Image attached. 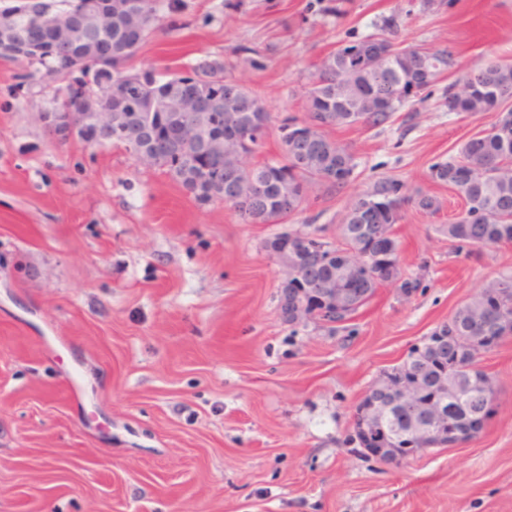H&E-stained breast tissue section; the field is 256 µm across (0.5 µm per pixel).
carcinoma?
Returning <instances> with one entry per match:
<instances>
[{
  "instance_id": "carcinoma-1",
  "label": "carcinoma",
  "mask_w": 512,
  "mask_h": 512,
  "mask_svg": "<svg viewBox=\"0 0 512 512\" xmlns=\"http://www.w3.org/2000/svg\"><path fill=\"white\" fill-rule=\"evenodd\" d=\"M88 0H12L0 5V16L13 19L15 30L28 37L38 35L46 41L53 40L51 30L45 27L51 16L67 17L79 22L86 17ZM130 4L125 10L112 11V28L106 29L95 39L102 55H112V70L117 77L128 75V63L137 51L129 50L141 44L159 21L160 0H124ZM377 34L384 36L385 50L389 54L387 69L367 71L356 67V62L346 61L340 51L324 57L308 83L306 119L320 120L321 124L304 137L295 136L290 124L280 126L282 160L265 162L246 172L239 167L235 144L225 140L228 133H237L253 147H258L270 123V115L259 105V98L243 90L241 101L235 105L218 103L214 97L224 95V64L201 60L194 68L202 70L204 79L185 87V92L196 98L193 112H177L168 102L174 77L152 72L136 73V82L118 86L112 92V115L121 122L112 125V132L103 133L98 125L86 117L80 130L82 140L100 145L107 143L123 148L140 165L156 168L168 174L182 189L199 203L220 201L231 206L246 224H285L296 214L309 194L319 186L341 187L350 179L356 168L349 147L332 140L325 132L327 127L353 126L362 123L377 127L387 123L394 112L418 96L422 82L417 68L420 58L413 47L396 44L393 21L382 20ZM71 47L55 43L39 54L34 61L17 59L27 72L25 78L36 76L51 83L70 84V100L62 108L78 111L76 101L86 95L100 92V88L84 82L71 83ZM466 80L474 86L467 97L454 93L448 95V111L467 114L497 112L503 103L512 98V64L490 61L467 74ZM192 124L197 129L196 141L180 148L174 141L183 125ZM470 164L471 179L460 187L466 213L456 222L446 224L443 232L460 244L477 248H494L512 243V137L503 138L491 132L476 144L465 143L458 156L431 166L430 178L452 188L455 173L462 162ZM391 185L393 194L390 207L375 211L367 207V199ZM436 198L429 195H411L406 185L395 179H383L360 195L348 208L343 224L339 225L336 240L326 242L330 249L314 261L301 264L298 276L289 280L284 289L295 285L314 289L323 281L345 278L350 267L362 262L361 251L377 244L373 235L378 224L395 225L402 220L405 207L414 205L422 211L435 209ZM362 278V300L348 309L341 318L345 323L375 294L377 288L389 281L401 282L400 288L410 293L417 282L401 280L399 263L378 276ZM288 321L298 317L316 322L323 319L320 313L308 306L312 315L296 311L295 302L301 301L289 293ZM482 293L478 292L460 305L448 320V432L456 440L466 442L474 438L467 431V422L477 415L486 420L491 415L492 398L483 395L479 384L488 378L481 371L471 373L457 369L455 360L464 358L465 341L475 336L495 337L500 314L485 311L481 305ZM416 372L409 378L421 377L424 389L432 394L439 389V372L430 369L420 376ZM386 406L384 425L399 436L410 433L413 420L409 411L391 405L379 396Z\"/></svg>"
}]
</instances>
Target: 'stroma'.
<instances>
[{
	"mask_svg": "<svg viewBox=\"0 0 512 512\" xmlns=\"http://www.w3.org/2000/svg\"><path fill=\"white\" fill-rule=\"evenodd\" d=\"M134 72L224 62L271 117L255 159L303 118L316 63L393 18V39L452 53L448 76L379 127L330 129L357 167L285 224L201 204L119 148L44 131L51 83L0 59V512H512V335L475 365L495 386L472 440L395 463L353 414L461 304L512 270V244L459 247L464 199L429 177L497 115L449 111V89L512 63V0H164ZM384 178L438 199L396 224L404 278L346 328L282 315L268 239L323 229ZM77 387H70L71 377Z\"/></svg>",
	"mask_w": 512,
	"mask_h": 512,
	"instance_id": "35a3bbf8",
	"label": "stroma"
}]
</instances>
